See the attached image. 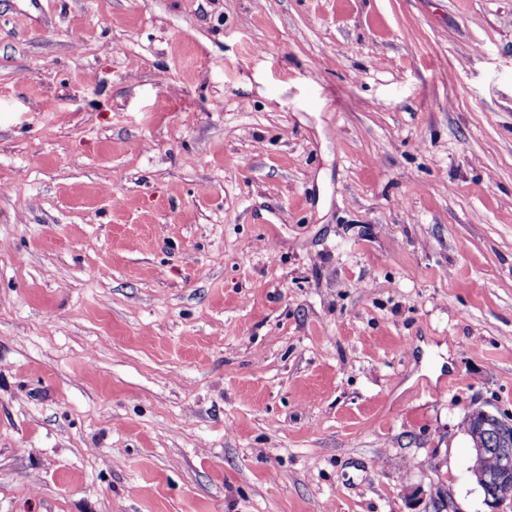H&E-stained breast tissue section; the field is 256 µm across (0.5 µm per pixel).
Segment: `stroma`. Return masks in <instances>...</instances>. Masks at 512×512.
I'll return each instance as SVG.
<instances>
[{
    "mask_svg": "<svg viewBox=\"0 0 512 512\" xmlns=\"http://www.w3.org/2000/svg\"><path fill=\"white\" fill-rule=\"evenodd\" d=\"M512 418V0H0V512H486ZM501 447L502 448H498V450L503 459L502 468L499 472L492 473L499 467V458L493 453L487 456L489 448H485L478 436H475L472 446V465L470 472L480 474L483 472L484 467L488 472H491L484 474L485 482L495 484L504 489L503 495H499L493 499L490 497L484 499L485 505L489 509L487 512H505L504 506L507 503L510 504V507L512 505V448L510 443L502 444Z\"/></svg>",
    "mask_w": 512,
    "mask_h": 512,
    "instance_id": "35a3bbf8",
    "label": "stroma"
}]
</instances>
